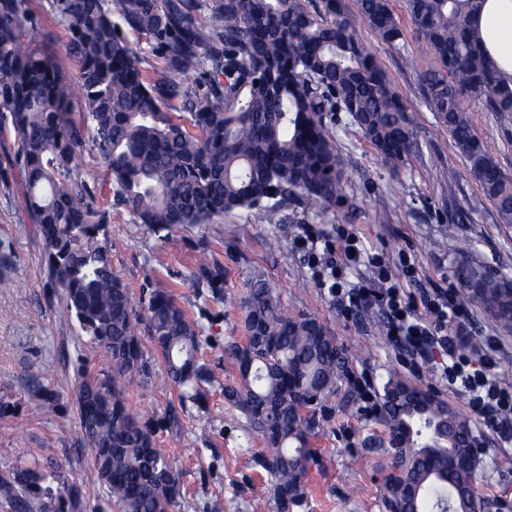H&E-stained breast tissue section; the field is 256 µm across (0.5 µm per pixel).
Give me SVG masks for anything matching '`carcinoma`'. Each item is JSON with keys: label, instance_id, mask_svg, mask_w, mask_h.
<instances>
[{"label": "carcinoma", "instance_id": "cac0c4a2", "mask_svg": "<svg viewBox=\"0 0 512 512\" xmlns=\"http://www.w3.org/2000/svg\"><path fill=\"white\" fill-rule=\"evenodd\" d=\"M481 0H407L418 38L433 61L411 58L425 103L448 131L469 176L512 224V176L474 130L472 107L512 124V86L470 38ZM31 0H0V135L14 136L9 165L18 169L26 215L42 240L48 302L78 322L89 352L107 367L81 364L75 405L93 471L82 485L57 461L35 459L0 479L4 512H80L86 490L101 484L117 512H170L183 497L175 461L157 447L151 421L129 408L130 388L150 378L141 334L161 354L167 382L204 402L216 373L201 364L203 328L167 289L134 307L112 269L106 243L110 211L76 164L88 151L104 167L113 199L136 223L170 239L238 209L266 224L306 223L314 208L351 205L344 160L328 124L345 113L394 176L418 151L412 120L360 28L391 48L403 28L390 0H42L67 34L79 75L71 84L37 32ZM137 36L132 42L128 34ZM162 66L149 74L144 55ZM79 96L83 112L74 116ZM179 115H173V112ZM200 282L222 300V277L200 255ZM462 304L512 312V281L469 263ZM246 341L225 351L239 382L224 386L265 448L255 458L270 478L278 512L307 506L306 475L324 431L316 411L336 396L346 356L319 318L285 313L260 277L241 302ZM44 408L56 389L36 381ZM384 420L394 447L386 480L389 506L406 512H481L476 449L468 420L430 392L398 376L384 392Z\"/></svg>", "mask_w": 512, "mask_h": 512}]
</instances>
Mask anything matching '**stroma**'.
Instances as JSON below:
<instances>
[{"label": "stroma", "instance_id": "35a3bbf8", "mask_svg": "<svg viewBox=\"0 0 512 512\" xmlns=\"http://www.w3.org/2000/svg\"><path fill=\"white\" fill-rule=\"evenodd\" d=\"M405 34L401 49L382 43L369 29L361 35L387 78L399 91L414 121L419 150L410 156L400 178H393L372 146L353 127L333 126L345 159L344 179L352 205L326 212L313 210L309 223L329 233L337 225L352 231L363 245L390 263L399 287L412 295L435 288L458 287L457 248L492 272L512 278V224L503 223L492 203L467 174L464 163L424 103L414 70L405 57L426 65L431 55L410 23L405 0H391ZM477 134L491 146L505 173L512 175V129L494 113L473 108ZM17 174L0 156V401L11 409L0 415V477L39 454L65 464L76 483L92 467L88 448L80 441L71 379L86 352V338L76 321L59 317L46 299L47 270L42 242L21 211ZM460 212L463 221L448 216ZM302 231L298 224H265L254 212L240 209L211 223L191 226L163 242L135 223L127 208L112 211L107 226L112 267L141 304L157 288L173 292L177 303L209 336L202 363L218 368V382L206 389L207 406L181 403L167 383L160 355L151 342L143 348L153 375L148 384L129 393L134 414L165 415L176 408L177 423L159 430L164 448L182 471L184 497L173 512H276L272 493L255 488L267 475L255 467L263 441L245 417L224 399L225 384L235 382L236 368L225 347L244 343L245 312L240 301L254 275H262L292 316L318 317L344 349L348 363L330 401L325 431L312 448L328 458L327 468L311 466L307 487L309 512H386L385 479L391 471L392 449L379 412L364 410L358 387L371 382L382 390L390 375L419 384L436 399L467 416L482 441L476 461L478 490L483 498L512 501V440L503 441L472 414L466 398L441 381L434 366L414 364L387 335L377 309L345 314L310 278L294 248ZM453 236L455 248H438ZM206 253L224 273V299L214 301L207 286H196L197 256ZM414 270L402 277L403 264ZM466 333L471 346L494 337L497 374L512 384V329H504L481 307L468 308ZM53 383L60 394L57 408H40L31 381Z\"/></svg>", "mask_w": 512, "mask_h": 512}]
</instances>
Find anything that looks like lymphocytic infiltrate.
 Listing matches in <instances>:
<instances>
[{"mask_svg": "<svg viewBox=\"0 0 512 512\" xmlns=\"http://www.w3.org/2000/svg\"><path fill=\"white\" fill-rule=\"evenodd\" d=\"M294 247L318 287L326 290L340 308L378 307L386 315L389 334L397 343L418 353L438 348L442 378L465 394L471 410L483 417L487 427L512 436V386L494 371V341L485 340L480 350H469L461 336L450 329L451 323L465 317L454 289L439 288L413 299L396 286L380 256L363 255L358 237L341 226L335 236L327 238L304 231L295 238ZM363 260L373 270L375 287H346L348 271Z\"/></svg>", "mask_w": 512, "mask_h": 512, "instance_id": "obj_1", "label": "lymphocytic infiltrate"}]
</instances>
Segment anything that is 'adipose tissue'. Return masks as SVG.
Returning <instances> with one entry per match:
<instances>
[{"instance_id":"ef3b65f1","label":"adipose tissue","mask_w":512,"mask_h":512,"mask_svg":"<svg viewBox=\"0 0 512 512\" xmlns=\"http://www.w3.org/2000/svg\"><path fill=\"white\" fill-rule=\"evenodd\" d=\"M471 31L502 79L512 83V0H483Z\"/></svg>"}]
</instances>
